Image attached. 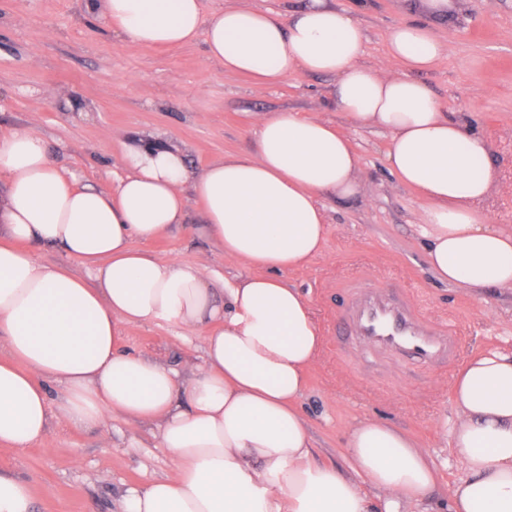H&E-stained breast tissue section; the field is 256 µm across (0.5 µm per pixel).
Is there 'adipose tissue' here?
<instances>
[{"mask_svg":"<svg viewBox=\"0 0 512 512\" xmlns=\"http://www.w3.org/2000/svg\"><path fill=\"white\" fill-rule=\"evenodd\" d=\"M86 6L130 46L200 40L208 60L261 86L336 76L338 106L388 132L393 175L424 203L432 272L459 288L512 290V228L479 209L496 187L490 140L442 112L418 78L447 50L428 27L392 30L393 74L361 63L364 30L332 0H307L287 23L243 7L208 15L202 0ZM251 125L254 152L199 170L178 149L127 143L109 192L58 168L35 126L0 131V447H34L55 424L103 430L119 416L172 463L171 476L127 490L125 512H398L434 488L432 461L399 429L369 420L347 438L351 476L314 462L298 403L322 337L308 300L281 279L322 253V197L363 195L361 158L319 116L257 112ZM187 186L201 234L242 274L133 247L184 224ZM37 247L82 260L87 278L39 262ZM158 322L202 336V362L173 367L123 349L128 330ZM47 379L60 389L54 406ZM453 400L466 475L450 512H512V351L468 360Z\"/></svg>","mask_w":512,"mask_h":512,"instance_id":"ef3b65f1","label":"adipose tissue"}]
</instances>
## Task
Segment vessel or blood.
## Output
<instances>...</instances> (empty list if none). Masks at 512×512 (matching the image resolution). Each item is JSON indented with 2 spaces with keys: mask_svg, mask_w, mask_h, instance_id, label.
Wrapping results in <instances>:
<instances>
[{
  "mask_svg": "<svg viewBox=\"0 0 512 512\" xmlns=\"http://www.w3.org/2000/svg\"><path fill=\"white\" fill-rule=\"evenodd\" d=\"M349 290V355L368 350L409 360L431 371L457 363L461 336L424 316L413 292L361 279L352 282Z\"/></svg>",
  "mask_w": 512,
  "mask_h": 512,
  "instance_id": "b4317fda",
  "label": "vessel or blood"
}]
</instances>
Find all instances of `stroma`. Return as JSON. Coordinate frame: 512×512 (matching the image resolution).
I'll list each match as a JSON object with an SVG mask.
<instances>
[{
	"label": "stroma",
	"mask_w": 512,
	"mask_h": 512,
	"mask_svg": "<svg viewBox=\"0 0 512 512\" xmlns=\"http://www.w3.org/2000/svg\"><path fill=\"white\" fill-rule=\"evenodd\" d=\"M362 25V64L399 71L387 56V38L403 22L419 21L449 44L420 78L442 111L487 135L490 164L501 188L480 205L492 223L512 226V0H456L436 16L419 0H335ZM85 0H0V129L30 124L51 148L56 165L83 184L111 191L122 172V144L131 136L178 146L191 168L220 157L253 152L255 112L317 115L347 132L362 158L364 196L325 199L324 251L284 281L311 302L323 336L300 408L319 460L348 471L349 430L378 420L408 433L439 468V486L406 512H445L464 477L452 436L457 411L453 381L407 367L393 373L374 358L344 362L337 320L347 284L365 278L422 291L424 313L452 320L463 335L461 360L512 349V293L468 291L441 282L429 269L419 230L422 202L399 185L384 161L389 140L381 129L360 127L336 103L337 79L296 74L268 86L209 62L201 44L174 49L131 48L120 31L87 14ZM201 205L189 198L187 218L156 238H137L139 250L192 264L209 261L224 275L240 268L224 260L198 231ZM130 351L171 366L203 355V339L167 323L132 328ZM111 440L95 431L51 426L39 446L0 449V471L28 481L35 512H121L132 486L171 474L165 449L145 433L130 443L121 418Z\"/></svg>",
	"instance_id": "stroma-1"
}]
</instances>
